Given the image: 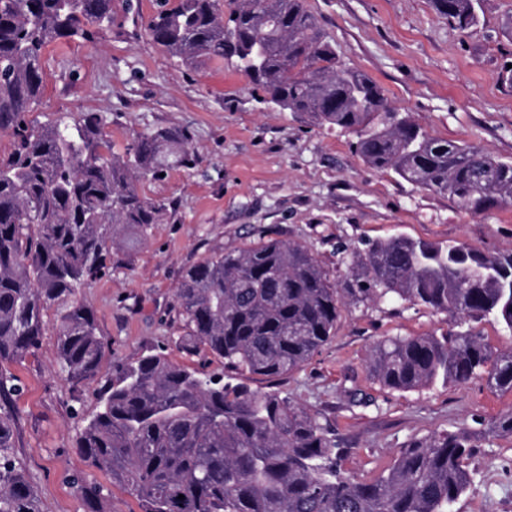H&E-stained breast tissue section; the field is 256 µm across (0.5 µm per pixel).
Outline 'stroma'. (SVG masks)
<instances>
[{
  "label": "stroma",
  "instance_id": "obj_1",
  "mask_svg": "<svg viewBox=\"0 0 512 512\" xmlns=\"http://www.w3.org/2000/svg\"><path fill=\"white\" fill-rule=\"evenodd\" d=\"M345 60L372 78L388 102L411 113L434 137L464 142L512 161V0H477L473 32L454 29L432 0H305ZM44 91L27 120L103 112L116 151L133 134L182 128L198 162L140 183L141 195L167 201L145 246L113 250L101 277L78 297L94 312L104 367L146 350L208 374L221 359L186 355L175 344L184 327L176 290L186 268L214 253L243 250L270 237L309 247L332 281L344 283L363 241L409 236L461 241L485 252L512 250V203L480 215L446 195L410 184L358 156L356 135L274 109L234 60L188 68L153 46L141 21L117 14L94 44L47 47ZM58 312L48 309L39 347L9 365L22 386L7 407L16 451L43 512H87L76 481L110 490L106 512H139L137 500L92 467L76 435L96 407L100 382L72 388L56 363ZM448 314L389 297L343 305L336 334L302 368L256 390L277 388L313 414L345 453L342 470L370 479L405 442L434 431L478 435L467 463L471 485L452 512H512V436L498 432L512 393L476 379L408 392L382 387L368 370L370 350L385 336L438 335Z\"/></svg>",
  "mask_w": 512,
  "mask_h": 512
}]
</instances>
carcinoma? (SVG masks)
<instances>
[{"mask_svg": "<svg viewBox=\"0 0 512 512\" xmlns=\"http://www.w3.org/2000/svg\"><path fill=\"white\" fill-rule=\"evenodd\" d=\"M461 31L476 26L474 0H432ZM115 0H0V130L14 148L0 158V398L20 391L3 369L36 349L57 306V362L79 387L105 379L96 412L77 435L89 463L139 502L140 512H450L467 491L476 434L466 428L413 438L379 475L341 469V449L305 408L245 375L275 379L306 364L335 335L343 297H391L456 319L440 336H393L372 348L369 369L393 391L475 378L512 392V350L493 351L466 319L512 331V250L408 236L355 252L353 288H338L300 244L269 238L189 266L176 298L183 352L206 351L240 376L216 382L149 350L103 374V342L90 307L76 299L107 269L112 248L140 249L166 204L139 182L195 152L179 128L134 135L112 151L102 112L40 126L25 114L43 93L41 57L51 43H93L112 31ZM152 44L190 67L233 58L280 111L357 135L356 153L380 170L446 194L482 214L512 202V162L430 136L391 106L365 73L343 62L305 0H157L142 20ZM15 421L0 411V512H42L15 452ZM88 512L103 487L80 486ZM184 499H178L179 495Z\"/></svg>", "mask_w": 512, "mask_h": 512, "instance_id": "1", "label": "carcinoma"}]
</instances>
